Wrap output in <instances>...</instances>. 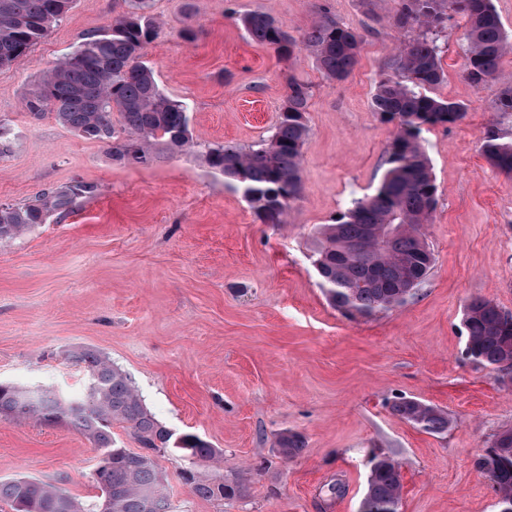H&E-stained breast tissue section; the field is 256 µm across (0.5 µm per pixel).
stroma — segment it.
Instances as JSON below:
<instances>
[{"label":"stroma","instance_id":"obj_1","mask_svg":"<svg viewBox=\"0 0 512 512\" xmlns=\"http://www.w3.org/2000/svg\"><path fill=\"white\" fill-rule=\"evenodd\" d=\"M321 4L365 37L341 82L309 52L281 59L237 21L268 13L298 36ZM395 7L152 0L157 33L142 54L162 91L186 106L195 146L149 165L115 160L105 143L24 108L42 73L122 13L123 0H74L24 61L0 67V119L13 129L0 155V203L77 181L97 187L65 217L0 240V381L75 397L87 376L71 351H100L175 435L223 451L199 476L218 472L241 488L222 502L198 498L180 463L158 456L177 512H358L376 454L401 467L400 512H497L476 460L512 429V383L468 359L463 310L483 298L512 313V177L481 151L488 132L512 138V117L495 106L512 89V54L478 89L464 73L463 19L439 35L446 79L435 93L467 112L421 133L438 204L423 229L434 265L417 297L349 319L312 265L317 227L372 194L387 167L395 127L372 112L371 95L393 48L417 35L395 28ZM292 77L311 91L303 191L284 223L264 224L204 151L268 137ZM401 397L443 409L447 431L432 435L399 418L391 404ZM287 431L305 440L290 460L277 447ZM98 455L70 425L0 418V478L50 482L91 504L101 495ZM336 482L341 495H327Z\"/></svg>","mask_w":512,"mask_h":512}]
</instances>
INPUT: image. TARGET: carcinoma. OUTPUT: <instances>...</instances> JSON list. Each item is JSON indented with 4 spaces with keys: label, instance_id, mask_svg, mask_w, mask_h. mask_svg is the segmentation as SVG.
I'll return each mask as SVG.
<instances>
[{
    "label": "carcinoma",
    "instance_id": "cac0c4a2",
    "mask_svg": "<svg viewBox=\"0 0 512 512\" xmlns=\"http://www.w3.org/2000/svg\"><path fill=\"white\" fill-rule=\"evenodd\" d=\"M74 0H0V67L27 56L71 9ZM127 9L112 23L86 35L68 54L46 70L25 100L34 116L52 113L79 136L110 146L112 157L131 164H149L158 154L194 145L186 107L166 96L141 51L155 36L149 14L151 0H123ZM394 26L417 28V37L403 43L386 62L371 96V108L392 123L396 132L388 148V165L374 193L354 199L331 224L316 231L312 252L319 287L343 314L370 317L406 305L431 270L434 258L422 230L436 209L437 186L421 146L426 126L461 121L467 107L437 97L445 81L439 29L448 21V0H397ZM454 14L465 19V76L483 86L512 52L508 34L492 0H453ZM238 21L254 42L289 60L309 51L323 75L346 79L358 61L364 36L321 8L299 37L273 16L245 13ZM310 87L290 78L279 119L270 137L248 147L226 143L205 152L207 165L224 175V184L241 193L264 224H283L291 203L301 196L302 147L308 136L305 113ZM119 115L120 126L112 123ZM482 152L500 172L512 174V140L493 132ZM83 181L42 192L23 204H0V240L16 237L54 217L70 213L77 201L94 194ZM466 355L496 370L512 358V323L492 302L477 298L464 311ZM72 359L83 366L89 383L75 398L62 399L44 390L35 398L25 389L0 382V416L66 422L100 450L96 470L101 499L108 512H175L164 493L156 453L173 456L191 468L217 461L222 452L191 433L174 437L146 408L127 375L99 351L80 347ZM392 411L432 434L448 430V414L416 399L402 398ZM124 425L138 449L122 448L112 437V424ZM506 442L477 460L497 498L498 512H512V430ZM284 457L304 448L296 434L280 436ZM195 496L222 500L240 487L224 484V476L201 478L183 471ZM401 471L397 461L375 459L360 512H399ZM0 503L12 512H84L81 504L52 483L26 478L0 479Z\"/></svg>",
    "mask_w": 512,
    "mask_h": 512
}]
</instances>
